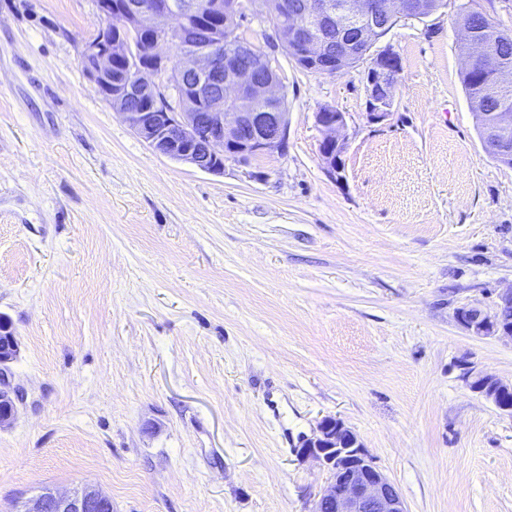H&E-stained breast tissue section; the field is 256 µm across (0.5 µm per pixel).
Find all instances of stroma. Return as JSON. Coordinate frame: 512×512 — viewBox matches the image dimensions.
Here are the masks:
<instances>
[{
	"mask_svg": "<svg viewBox=\"0 0 512 512\" xmlns=\"http://www.w3.org/2000/svg\"><path fill=\"white\" fill-rule=\"evenodd\" d=\"M466 8L512 30V0L399 19L380 124L368 61L308 72L247 15L288 143L211 174L153 151L84 72L94 0H0V318L26 393L0 428V512L85 484L112 512H311L328 474L295 450L327 416L408 512H512V414L463 379L512 382V341L456 320L512 288V168L462 84ZM325 107L346 117L337 177ZM400 73L398 55L390 47L377 50L365 76L368 123L379 124L390 117ZM334 108L325 107L315 113V123L323 133L319 145V152L328 173L340 176L342 172L338 167V156L348 147V139L344 133L346 126L345 115L342 112H330ZM336 111V109H334Z\"/></svg>",
	"mask_w": 512,
	"mask_h": 512,
	"instance_id": "35a3bbf8",
	"label": "stroma"
}]
</instances>
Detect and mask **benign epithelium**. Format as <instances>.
Segmentation results:
<instances>
[{
  "label": "benign epithelium",
  "mask_w": 512,
  "mask_h": 512,
  "mask_svg": "<svg viewBox=\"0 0 512 512\" xmlns=\"http://www.w3.org/2000/svg\"><path fill=\"white\" fill-rule=\"evenodd\" d=\"M110 7L112 25L119 37L107 41L94 36L81 45L80 60L90 65L89 74L107 102H112V67L125 64L120 92L150 96L152 112H124L129 127L158 154L187 163L196 169L219 174L231 160L247 164L258 155L283 152L288 139V113L283 111L286 96L271 61L252 53L239 37H225L213 26L220 13L238 20L263 12L261 0H214L212 13L203 12L199 0H107L95 6ZM288 20L276 27L282 46L296 50L322 75L346 71L345 61L356 48L372 49L377 33L399 15L425 19L419 0H282ZM176 19L185 27L178 55L162 50L169 39L157 33L143 61L130 34L156 28ZM338 23L342 43L327 41L321 28ZM466 44L464 59L497 62L500 42L490 34L474 38L460 33ZM401 64L389 47L377 50L365 76L367 121L379 124L391 115L394 90ZM184 88L180 111L163 106L169 86ZM234 111H227V107ZM315 123L323 133L319 152L328 173L338 176V156L348 147L341 112L315 113ZM512 134V113H497L495 125L487 131V145L503 144L502 136ZM512 310V288L498 296L490 311L481 307L462 308L457 321L479 337L512 341V327L501 325L502 316ZM18 340L0 347V427L11 423L22 402L21 391L11 385L10 364L16 359ZM464 379L468 387L496 408L512 414V407L498 402V394L512 386L492 375L469 369ZM297 454L311 459L330 475L327 488L315 501L312 512H408L396 486L369 458L357 435L342 420L325 417L316 432L301 441ZM111 499L85 485L62 493L44 487L15 512H104Z\"/></svg>",
  "instance_id": "7a95c632"
}]
</instances>
